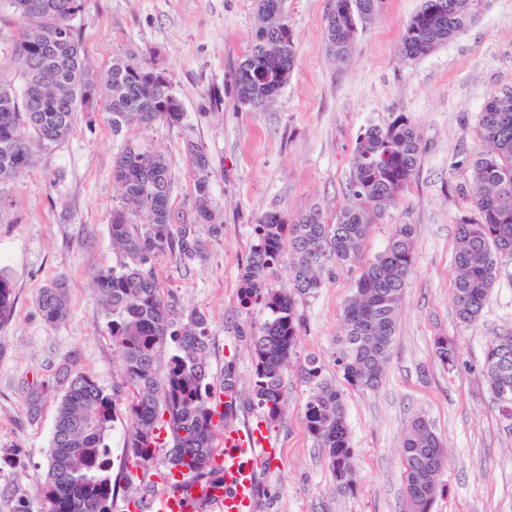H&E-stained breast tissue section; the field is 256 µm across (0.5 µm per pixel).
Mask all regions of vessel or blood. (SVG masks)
Instances as JSON below:
<instances>
[{"label": "vessel or blood", "instance_id": "b4317fda", "mask_svg": "<svg viewBox=\"0 0 512 512\" xmlns=\"http://www.w3.org/2000/svg\"><path fill=\"white\" fill-rule=\"evenodd\" d=\"M270 451V438L263 427L226 429L224 452L219 459L224 471L223 483L199 485L186 493L166 489L152 498L149 512H199L201 506L208 504L219 512H253L254 461Z\"/></svg>", "mask_w": 512, "mask_h": 512}]
</instances>
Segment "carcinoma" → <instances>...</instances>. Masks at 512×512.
I'll return each instance as SVG.
<instances>
[{"instance_id":"obj_1","label":"carcinoma","mask_w":512,"mask_h":512,"mask_svg":"<svg viewBox=\"0 0 512 512\" xmlns=\"http://www.w3.org/2000/svg\"><path fill=\"white\" fill-rule=\"evenodd\" d=\"M256 28L250 48L234 69L235 105L265 112L290 81L296 57L294 34L284 0H255ZM483 0H424L405 25L398 45L408 59L426 56L468 30ZM382 0H334L327 16L328 55L337 63L349 58L360 25L376 18ZM22 20L11 55L0 57V182L22 175L34 159L33 146L64 140L79 112L102 109L112 114L119 136L132 125L156 122L179 125L184 108L170 82L148 62L132 54L116 58L99 80L81 55L80 0H0ZM29 131L32 137L24 132ZM478 135L488 150L471 159L469 194L480 218L457 225L453 301L460 323L479 318L501 267L512 264V90L493 97L480 112ZM196 173L191 209L172 207V171L159 151L134 140L122 141L112 168L120 200L108 225L119 263L95 276L106 328L121 360L122 378L132 389L124 460L112 474L108 431L115 421V393L88 374L74 376L55 418L42 508L24 496L12 512H114L120 483L146 481L149 466L164 457L166 479L189 490L221 480L214 465L216 441L237 409L238 379L224 372L220 387L211 381L207 353L208 319L192 310L183 316L165 299L152 271L166 252L191 254L200 249L196 226H223L211 199V160L196 144H187ZM422 153V138L400 113L383 126L373 125L356 139L352 153L349 203L330 223L318 208L294 218L280 211L263 214L253 227L254 244L242 274L240 302L261 306L265 319L254 332L253 399L268 420L281 410L282 388L299 322L296 298L323 286L331 264L358 269L343 309L337 339L336 368L356 388L378 386L396 335L404 288L415 263L413 229L401 224L385 248L368 258L364 242L411 183ZM291 271L288 288L272 278L283 261ZM13 288L0 274V321L11 316ZM45 322L68 316L65 283L42 289L38 302ZM435 354L446 365L457 359L454 341L440 338ZM313 393L306 403V427L331 465L338 486L355 482V448L346 419L343 392L325 378L314 357L301 366ZM482 374L500 416L512 422V331L494 337L485 353ZM448 454L428 421L414 419L401 441L406 512H431L440 491L439 477L418 482L429 466L441 472Z\"/></svg>"}]
</instances>
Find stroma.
Returning a JSON list of instances; mask_svg holds the SVG:
<instances>
[{
    "label": "stroma",
    "mask_w": 512,
    "mask_h": 512,
    "mask_svg": "<svg viewBox=\"0 0 512 512\" xmlns=\"http://www.w3.org/2000/svg\"><path fill=\"white\" fill-rule=\"evenodd\" d=\"M422 3L383 0L379 15L360 26L347 63L335 66L326 49L334 0H285L296 40L294 72L270 110L250 112L234 107L233 73L252 40L254 0H82V50L98 76H106L114 57L133 53L166 76L183 104L182 124L133 126L124 136L164 152L176 209L189 210L193 201L188 142L212 160L211 196L222 232L198 225L199 252L160 255L153 271L176 311L208 316L210 374L218 379L230 368L239 380L243 405L233 427L262 417L249 399L252 332L263 313L240 304L257 218L314 206L335 218L348 202L352 152L363 129L403 113L422 136L411 184L364 245L366 256H375L396 225L414 228V270L382 381L373 390L343 388L356 483L338 489L304 423L311 390L299 366L314 356L325 376L337 378L336 340L358 275L332 265L322 288L297 304L301 323L282 414L268 426L277 459L255 464L254 512H404L400 442L418 416L448 450L431 512H512V431L481 372L490 341L512 330V266L500 269L474 325H461L453 304L456 226L479 216L467 194L468 159L483 148L479 114L493 96L512 90V0H487L467 31L429 55L405 59L398 42ZM121 140L110 113H78L66 139L39 150L20 177L0 183V273L15 298L11 317L0 322V451L16 450L26 463L0 469V512H10L14 495L37 498L70 379L88 373L107 389L120 381L93 279L120 261L108 224ZM58 279L68 287L69 316L51 325L37 298ZM440 337L458 343L454 366L435 355Z\"/></svg>",
    "instance_id": "stroma-1"
}]
</instances>
